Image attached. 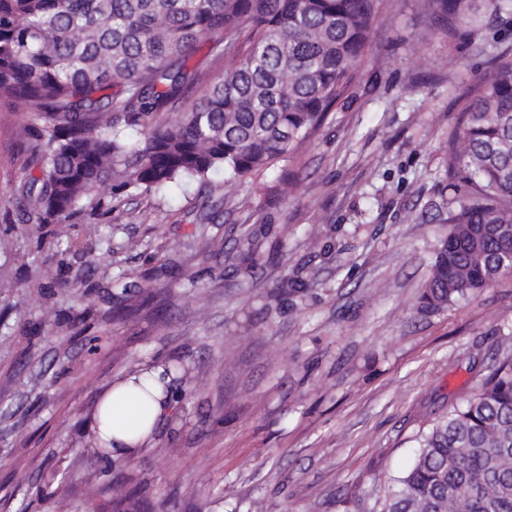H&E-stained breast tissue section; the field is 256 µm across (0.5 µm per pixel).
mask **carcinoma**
Masks as SVG:
<instances>
[{
  "label": "carcinoma",
  "mask_w": 512,
  "mask_h": 512,
  "mask_svg": "<svg viewBox=\"0 0 512 512\" xmlns=\"http://www.w3.org/2000/svg\"><path fill=\"white\" fill-rule=\"evenodd\" d=\"M447 20L470 0H431ZM376 0H0V97L26 118L27 155L11 204L24 224L64 237L74 255L100 248L95 221L129 197L196 181L205 209L295 152L344 99L365 62ZM247 47H242V43ZM224 62L209 79L191 65ZM462 106L448 135V234L419 297L441 311L512 268V49ZM200 95L168 117L193 87ZM108 199L89 210L96 188ZM75 218L83 225L68 224ZM27 261L40 289H65ZM91 306L66 325L88 329ZM380 512H512V358L436 420Z\"/></svg>",
  "instance_id": "carcinoma-1"
}]
</instances>
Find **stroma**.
<instances>
[{"label": "stroma", "instance_id": "1", "mask_svg": "<svg viewBox=\"0 0 512 512\" xmlns=\"http://www.w3.org/2000/svg\"><path fill=\"white\" fill-rule=\"evenodd\" d=\"M346 99L295 153L201 220L186 180L99 221L110 243L71 257L70 301L42 296L10 216L26 156L0 100V512H377L419 436L512 355V273L447 310L418 297L448 231V135L512 17L435 20L427 0H379ZM298 182L287 199L281 174ZM134 271L131 315L114 275ZM95 303L88 354L53 310ZM182 361L151 448L100 472L88 422L115 378Z\"/></svg>", "mask_w": 512, "mask_h": 512}]
</instances>
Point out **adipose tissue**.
<instances>
[{"label":"adipose tissue","mask_w":512,"mask_h":512,"mask_svg":"<svg viewBox=\"0 0 512 512\" xmlns=\"http://www.w3.org/2000/svg\"><path fill=\"white\" fill-rule=\"evenodd\" d=\"M171 382L159 363L143 365L116 379L102 394L92 417L95 441L109 443L114 457H137L170 415Z\"/></svg>","instance_id":"ef3b65f1"}]
</instances>
